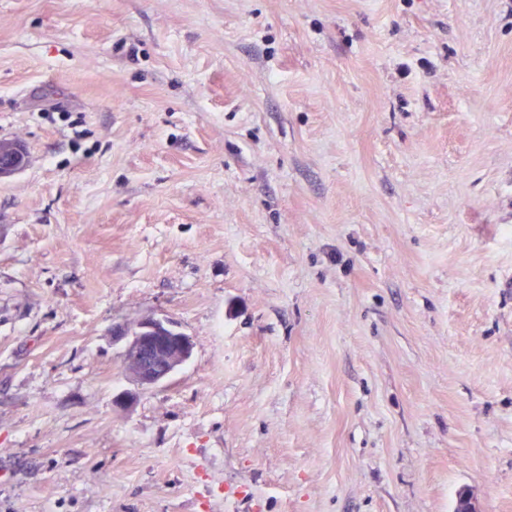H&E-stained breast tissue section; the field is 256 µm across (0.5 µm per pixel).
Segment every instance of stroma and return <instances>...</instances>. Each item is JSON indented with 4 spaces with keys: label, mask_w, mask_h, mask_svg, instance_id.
Masks as SVG:
<instances>
[{
    "label": "stroma",
    "mask_w": 512,
    "mask_h": 512,
    "mask_svg": "<svg viewBox=\"0 0 512 512\" xmlns=\"http://www.w3.org/2000/svg\"><path fill=\"white\" fill-rule=\"evenodd\" d=\"M1 137L0 512H512V0H0ZM25 158L23 147L19 142L0 139V178L20 172ZM125 340L122 370L141 390L168 381L191 357L192 343L169 319L146 317L112 327V337Z\"/></svg>",
    "instance_id": "35a3bbf8"
}]
</instances>
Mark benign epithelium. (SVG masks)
<instances>
[{"label":"benign epithelium","mask_w":512,"mask_h":512,"mask_svg":"<svg viewBox=\"0 0 512 512\" xmlns=\"http://www.w3.org/2000/svg\"><path fill=\"white\" fill-rule=\"evenodd\" d=\"M25 163L22 145L0 139V178L21 171ZM112 336L125 341L121 353L125 376L142 390L168 381L191 357L192 343L169 319L146 317L132 324L112 327ZM455 512H482L477 498L469 490L459 493Z\"/></svg>","instance_id":"obj_1"}]
</instances>
